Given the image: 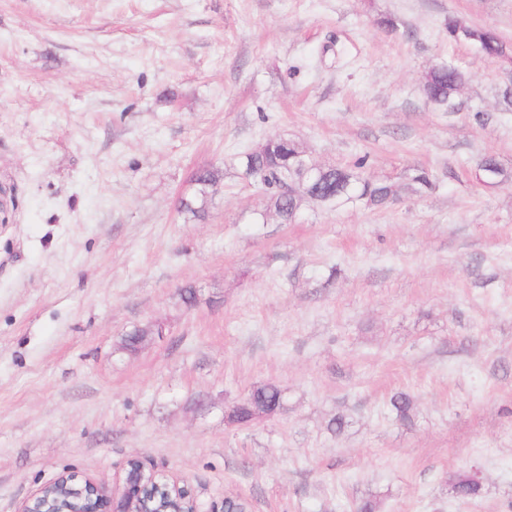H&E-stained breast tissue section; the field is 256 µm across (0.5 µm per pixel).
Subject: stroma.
<instances>
[{"instance_id":"35a3bbf8","label":"stroma","mask_w":512,"mask_h":512,"mask_svg":"<svg viewBox=\"0 0 512 512\" xmlns=\"http://www.w3.org/2000/svg\"><path fill=\"white\" fill-rule=\"evenodd\" d=\"M451 16L512 42V0H0V512L131 458L208 507L512 512V181L479 180L512 174V65ZM274 135L432 186L284 224L239 163ZM269 382L276 414L227 419ZM446 28L449 37L454 40L471 42L488 56H500L510 52L511 44L500 38L490 29L471 25L457 17H448ZM465 35L469 36L470 39L465 40ZM465 79L454 66H440L431 69L424 81L426 98L440 106H448L454 100ZM219 178L218 171L213 169H201L198 170L195 174V178L193 179L194 183L197 186V194L201 197V205L199 207H195L193 205V201H188L185 199L181 200L180 207L187 213L192 214L195 218H202L205 213L204 203L205 199L208 195V189L213 187Z\"/></svg>"}]
</instances>
